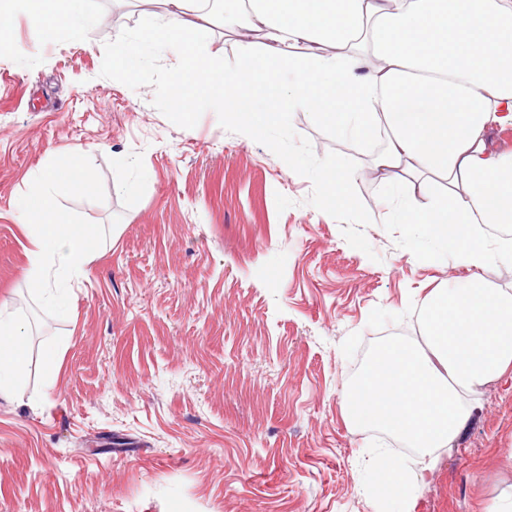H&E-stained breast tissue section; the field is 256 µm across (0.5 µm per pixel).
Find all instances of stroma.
I'll return each instance as SVG.
<instances>
[{"mask_svg": "<svg viewBox=\"0 0 512 512\" xmlns=\"http://www.w3.org/2000/svg\"><path fill=\"white\" fill-rule=\"evenodd\" d=\"M84 5L88 21L54 35L7 16L0 53V303L31 300L19 201L53 158L90 157L104 201L62 204L111 229L67 316L43 317L20 393L0 398V512H374L372 463L396 443L349 423L344 395L387 344L424 347L431 289L475 277L512 292V263L468 271L398 223L415 192L372 174L382 138L338 137L309 110L244 137L212 79L183 121L172 51L112 76L113 46L154 9ZM201 27L198 51L234 67L243 43L223 15ZM330 170L357 207L327 203ZM467 401L415 512H479L512 491V376Z\"/></svg>", "mask_w": 512, "mask_h": 512, "instance_id": "obj_1", "label": "stroma"}]
</instances>
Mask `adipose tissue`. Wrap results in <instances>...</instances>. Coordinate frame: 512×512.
Returning a JSON list of instances; mask_svg holds the SVG:
<instances>
[{
    "label": "adipose tissue",
    "mask_w": 512,
    "mask_h": 512,
    "mask_svg": "<svg viewBox=\"0 0 512 512\" xmlns=\"http://www.w3.org/2000/svg\"><path fill=\"white\" fill-rule=\"evenodd\" d=\"M224 26L262 32L267 49L245 50L224 74V112L243 134L260 126L251 88L275 84L293 110L319 109L344 95L343 111L323 112L339 135L384 126L386 140L372 170H401L410 178L447 176L452 191L428 192L404 204L400 223L412 232L455 239L456 262L482 269L511 256L484 241L486 224H512V151H488L484 132L512 125V0H233ZM166 14L117 44L119 79L140 49L178 52L172 93L187 77L218 72L219 59L193 51L196 32L186 17L206 0H168ZM1 13H23L44 29L71 26L80 0H0ZM334 46V53L300 57L299 43ZM320 110V109H319ZM420 321L426 349L393 343L384 361L370 364L345 397L360 405L354 422L385 428L417 448L420 461L387 454L375 461L396 498L380 512H414L416 493L436 451L464 428L463 392L512 371V293L467 280L433 289Z\"/></svg>",
    "instance_id": "adipose-tissue-1"
}]
</instances>
